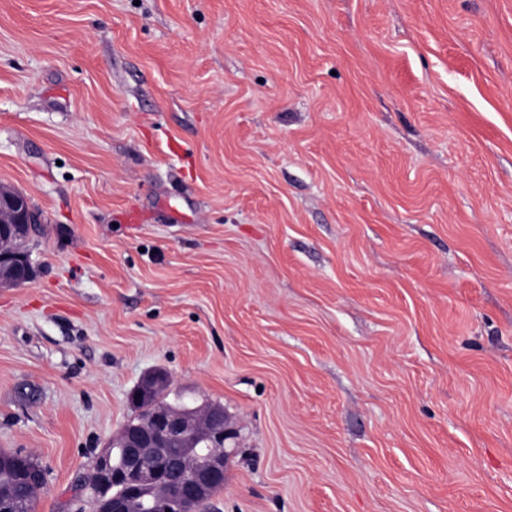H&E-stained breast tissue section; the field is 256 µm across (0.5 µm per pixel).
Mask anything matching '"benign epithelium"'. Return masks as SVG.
I'll list each match as a JSON object with an SVG mask.
<instances>
[{"instance_id":"1","label":"benign epithelium","mask_w":512,"mask_h":512,"mask_svg":"<svg viewBox=\"0 0 512 512\" xmlns=\"http://www.w3.org/2000/svg\"><path fill=\"white\" fill-rule=\"evenodd\" d=\"M36 228L27 200L0 193V280L14 285L27 282L32 273L26 242ZM168 386L162 373L146 376L143 392ZM237 437L224 409L156 405L125 425L93 458L94 482L78 484L73 501L90 505V512H132L123 497L108 495L120 486L145 499L149 512H190L188 507L205 498L212 487L226 480L229 447ZM31 491L46 485V471L35 464L25 471ZM0 512H32V496L0 495Z\"/></svg>"}]
</instances>
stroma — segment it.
Here are the masks:
<instances>
[{
  "instance_id": "35a3bbf8",
  "label": "stroma",
  "mask_w": 512,
  "mask_h": 512,
  "mask_svg": "<svg viewBox=\"0 0 512 512\" xmlns=\"http://www.w3.org/2000/svg\"><path fill=\"white\" fill-rule=\"evenodd\" d=\"M0 192L33 512L154 370L238 431L215 512H512V0H0ZM27 200L0 193V280L14 285L27 282L32 273L26 242L37 224Z\"/></svg>"
}]
</instances>
